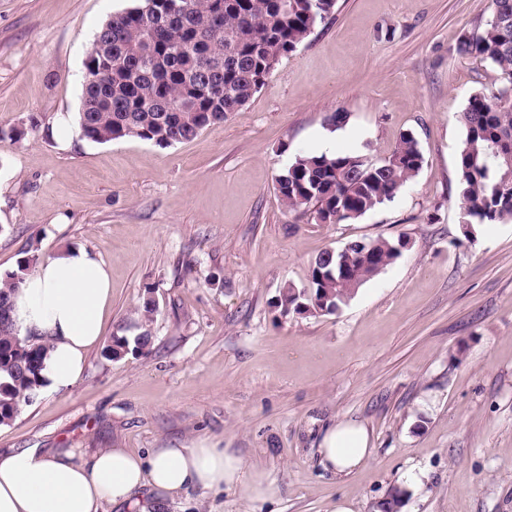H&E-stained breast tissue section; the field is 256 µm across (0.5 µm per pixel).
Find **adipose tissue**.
<instances>
[{
  "mask_svg": "<svg viewBox=\"0 0 512 512\" xmlns=\"http://www.w3.org/2000/svg\"><path fill=\"white\" fill-rule=\"evenodd\" d=\"M110 302L109 270L84 249L61 251L26 276L15 296V319L22 332L49 344L44 389L66 390L79 380L89 351L102 338ZM371 451L367 427L341 421L325 430L319 463L345 476L365 466ZM191 489L229 491L247 503L272 502L280 493L276 482L247 466L237 449L213 444L156 448L144 455L106 448L86 459L70 451L0 452V512H103L108 505L158 512Z\"/></svg>",
  "mask_w": 512,
  "mask_h": 512,
  "instance_id": "obj_1",
  "label": "adipose tissue"
}]
</instances>
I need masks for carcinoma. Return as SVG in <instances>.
<instances>
[{"label":"carcinoma","instance_id":"carcinoma-1","mask_svg":"<svg viewBox=\"0 0 512 512\" xmlns=\"http://www.w3.org/2000/svg\"><path fill=\"white\" fill-rule=\"evenodd\" d=\"M336 0H145L112 14L96 34L84 63L81 137L92 143L139 139L159 147L195 138L239 111L296 51ZM457 54L501 71L503 85L490 96H470L461 113L465 137L458 156V196L478 224L512 221V0H493L483 32L463 35ZM411 133L390 155L374 162L359 153L296 157L276 179L281 201L319 224L356 219L394 198L423 166ZM354 240L337 254L326 250L311 265L308 290L288 285L275 299L281 314L335 312L362 285L394 263L403 238ZM40 257H24L18 271L0 275V425L43 386L48 346L23 335L13 316L22 272ZM138 333L122 326L103 350L121 360L148 348L157 312L152 291L143 297Z\"/></svg>","mask_w":512,"mask_h":512}]
</instances>
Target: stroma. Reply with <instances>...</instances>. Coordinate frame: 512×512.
I'll list each match as a JSON object with an SVG mask.
<instances>
[{
	"mask_svg": "<svg viewBox=\"0 0 512 512\" xmlns=\"http://www.w3.org/2000/svg\"><path fill=\"white\" fill-rule=\"evenodd\" d=\"M134 0H0V274L28 254L102 258L112 280L103 336L158 309L144 354L86 358L79 381L42 391L0 450L146 453L200 441L239 449L282 489L250 505L185 492L164 512H378L419 466L403 512H512V223L469 230L458 198L460 115L495 92L494 66L456 52L492 0H336L249 102L167 148L82 139L84 62ZM340 151L378 161L413 133L424 164L358 219L288 212L276 179L318 152L336 110ZM21 138H14L15 130ZM404 238L401 256L332 314L281 316L287 285L348 241ZM370 431L369 463L325 472L324 430Z\"/></svg>",
	"mask_w": 512,
	"mask_h": 512,
	"instance_id": "obj_1",
	"label": "stroma"
}]
</instances>
